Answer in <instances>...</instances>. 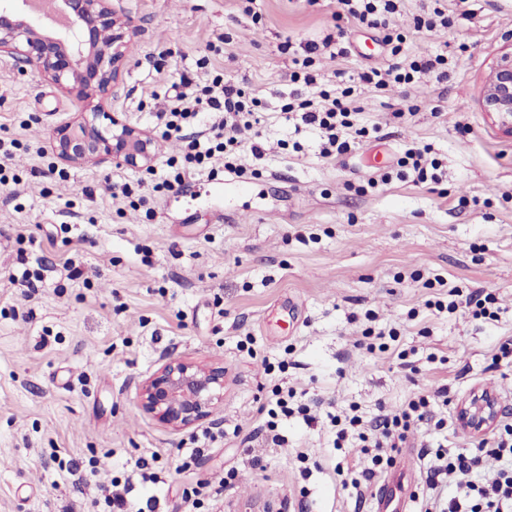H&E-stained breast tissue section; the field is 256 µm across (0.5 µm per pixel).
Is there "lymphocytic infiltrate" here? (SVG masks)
Masks as SVG:
<instances>
[{"label":"lymphocytic infiltrate","mask_w":512,"mask_h":512,"mask_svg":"<svg viewBox=\"0 0 512 512\" xmlns=\"http://www.w3.org/2000/svg\"><path fill=\"white\" fill-rule=\"evenodd\" d=\"M400 2L336 0L335 16L341 22L336 33L307 41L301 54L293 56L289 85L287 90L277 92L276 109L279 118L295 133H315L321 158H342L357 146L380 137V126L366 127L357 122L359 109L353 104L357 85L382 90L393 84L414 83L430 73L441 79L447 77V54L424 53L412 58L405 55V35L389 27ZM350 28L382 31L391 63L354 74L338 69L335 91L318 88L311 71L315 57H346L345 35ZM172 89L167 110L156 115L157 135L165 141L178 140L181 147L178 155L166 158V168L154 184V191L184 190L192 176L202 174L220 156L225 159V170L239 173V166L233 162L243 146L237 132L240 127L251 126L259 110L265 108V101L220 76L201 82L186 67L181 68L179 81ZM430 152V146L410 142L397 161L396 173H383L380 179L370 180V187L395 177H410L418 184L439 183L440 165L430 159ZM447 404L448 387L443 384L420 390L402 405L379 407L370 418L357 414L330 415L329 421L336 428L335 447L373 451L370 466L352 471L349 478L343 479V486L362 493L376 474L388 471L394 464L399 449L410 447L414 427L430 421L435 438L421 451L428 464L426 487L418 499L420 512H512V424H502L496 433L481 440L478 452L456 453L448 447L447 420L436 415L437 409ZM487 455L502 463L490 476L483 472V458ZM449 483L454 484L455 490L451 496L442 497L440 489Z\"/></svg>","instance_id":"obj_1"}]
</instances>
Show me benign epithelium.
I'll return each mask as SVG.
<instances>
[{
  "mask_svg": "<svg viewBox=\"0 0 512 512\" xmlns=\"http://www.w3.org/2000/svg\"><path fill=\"white\" fill-rule=\"evenodd\" d=\"M0 0V53L21 59L36 73L82 103L75 120L55 128L53 150L66 162L97 159L132 170L151 166L157 152L153 134L121 113L92 104L115 82L130 56L131 21L117 15L109 0H54L59 30L47 28L17 3ZM479 105L491 122L512 137V40L485 74ZM224 388V367L181 358L166 361L141 385L140 409L164 424L186 428L207 418ZM500 397L491 388L473 391L458 406L460 425L473 435L498 423Z\"/></svg>",
  "mask_w": 512,
  "mask_h": 512,
  "instance_id": "benign-epithelium-1",
  "label": "benign epithelium"
}]
</instances>
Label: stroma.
<instances>
[{"mask_svg": "<svg viewBox=\"0 0 512 512\" xmlns=\"http://www.w3.org/2000/svg\"><path fill=\"white\" fill-rule=\"evenodd\" d=\"M426 0H403L392 26L410 55L447 52L443 81L382 91L359 89L358 121L385 137L338 161L282 148L288 129L266 128V155L243 153L258 169L243 194L221 171L183 193H156L146 170L61 162L52 134L80 110L74 96L31 66L0 57V139L17 140V180L0 192V512H89L112 481L131 480L133 507L188 512L184 490L200 488L214 507L199 512H370L341 486L338 467L364 468L357 448L334 447L328 413H374L423 386L447 385L449 410L490 387L512 417V365L494 363L512 336V137L479 106L482 79L512 38V0H447L443 38L415 33ZM134 26L131 61L104 103L153 129L168 106L173 72L206 58L203 78L223 75L259 97L287 89L285 41L335 32L334 0H111ZM382 35L349 33L346 59L316 58L331 88L338 68L360 71L391 59ZM408 112L407 121L396 119ZM432 147L438 184L392 179L408 141ZM139 186L143 204L114 195ZM72 209H65V201ZM78 266L80 277L69 275ZM39 274L35 290L10 275ZM492 294L495 319L433 308L450 291ZM395 329L386 351L368 352V328ZM248 348H240L241 340ZM411 350L422 369L404 370ZM171 358L223 364V395L207 419L175 430L141 411V382ZM321 400L312 423L280 421L285 437L251 465L274 388ZM215 442L182 469L192 435ZM147 459L155 481L133 470ZM88 471L72 484L61 464ZM231 483H224L227 471Z\"/></svg>", "mask_w": 512, "mask_h": 512, "instance_id": "stroma-1", "label": "stroma"}]
</instances>
